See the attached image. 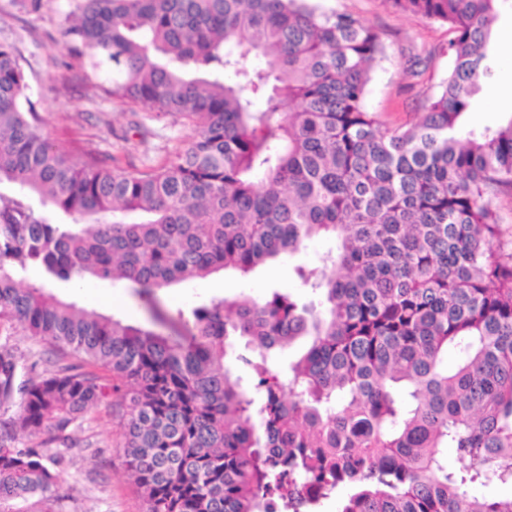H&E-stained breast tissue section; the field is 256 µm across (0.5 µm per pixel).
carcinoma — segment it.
Wrapping results in <instances>:
<instances>
[{"label":"carcinoma","mask_w":512,"mask_h":512,"mask_svg":"<svg viewBox=\"0 0 512 512\" xmlns=\"http://www.w3.org/2000/svg\"><path fill=\"white\" fill-rule=\"evenodd\" d=\"M387 2L450 33L448 78L406 128L365 108L383 45L351 13L70 0L64 43L112 72V97L197 130L145 170L52 145L0 44V326L81 361L22 380L0 347V409L20 396L0 419V512H56L65 457L45 445L112 394L144 512H322L332 498L336 512H512V496L483 493L512 485V252L495 213L512 189V116L464 125L497 77L507 0ZM317 238L335 247L295 266L308 301L158 312L163 288L247 275ZM87 277L132 283L170 333L52 291ZM305 336L300 358L273 360Z\"/></svg>","instance_id":"carcinoma-1"}]
</instances>
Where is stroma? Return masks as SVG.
Returning a JSON list of instances; mask_svg holds the SVG:
<instances>
[{
	"instance_id": "1",
	"label": "stroma",
	"mask_w": 512,
	"mask_h": 512,
	"mask_svg": "<svg viewBox=\"0 0 512 512\" xmlns=\"http://www.w3.org/2000/svg\"><path fill=\"white\" fill-rule=\"evenodd\" d=\"M324 5L355 14L382 40L384 53L375 62L368 85V111L394 126L414 123L427 97L437 94L448 77L447 24L399 12L388 0H324ZM67 10L68 0H41L35 11L25 7L24 0H0V42L16 50L45 136L64 152L92 153L128 171L168 162L175 148L195 138V128L113 99L109 71L88 77L87 58L70 54L63 43ZM497 45L498 77L477 96L474 112L465 118L468 126L494 127L512 113V97L496 94L512 84V39L498 40ZM328 247V242L316 240L300 255L268 261L246 277L218 272L163 289V307L173 310L223 297L260 298L274 289L304 295L294 267L315 262ZM56 292L81 306L94 304L99 312L132 325L150 322L148 311L125 282L94 279L88 292L69 284L57 285ZM1 343L33 364L39 375L75 361L72 355L50 352L45 342L18 326L1 331ZM124 413L120 397L111 396L74 427V445L65 451L63 488L68 498L63 512H142L122 457Z\"/></svg>"
}]
</instances>
